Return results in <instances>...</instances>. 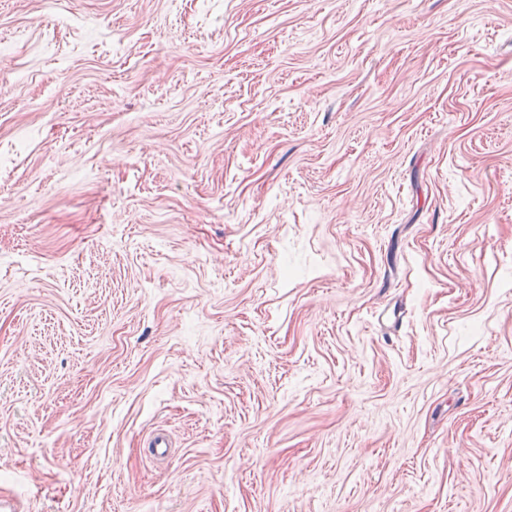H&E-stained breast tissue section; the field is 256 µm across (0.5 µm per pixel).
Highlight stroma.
Masks as SVG:
<instances>
[{
	"mask_svg": "<svg viewBox=\"0 0 512 512\" xmlns=\"http://www.w3.org/2000/svg\"><path fill=\"white\" fill-rule=\"evenodd\" d=\"M0 495L512 512V0H0Z\"/></svg>",
	"mask_w": 512,
	"mask_h": 512,
	"instance_id": "obj_1",
	"label": "stroma"
}]
</instances>
